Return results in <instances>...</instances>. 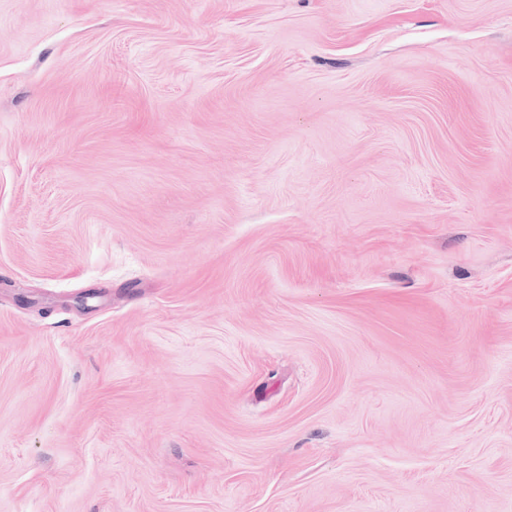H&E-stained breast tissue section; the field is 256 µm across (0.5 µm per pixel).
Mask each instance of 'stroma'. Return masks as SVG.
Listing matches in <instances>:
<instances>
[{
  "instance_id": "obj_1",
  "label": "stroma",
  "mask_w": 512,
  "mask_h": 512,
  "mask_svg": "<svg viewBox=\"0 0 512 512\" xmlns=\"http://www.w3.org/2000/svg\"><path fill=\"white\" fill-rule=\"evenodd\" d=\"M0 512H512V0H0Z\"/></svg>"
}]
</instances>
